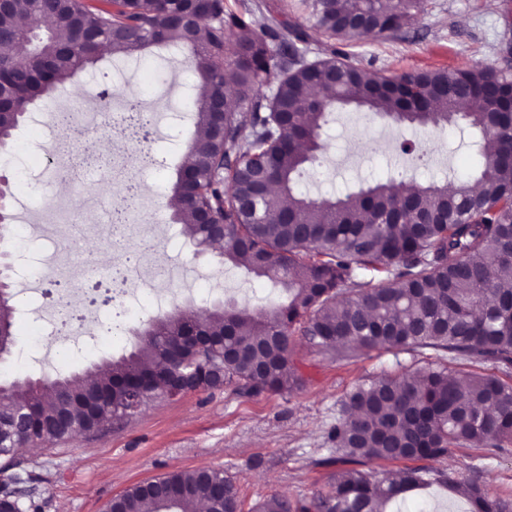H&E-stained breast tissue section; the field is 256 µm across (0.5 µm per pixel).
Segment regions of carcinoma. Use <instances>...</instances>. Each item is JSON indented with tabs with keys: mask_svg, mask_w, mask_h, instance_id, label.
I'll use <instances>...</instances> for the list:
<instances>
[{
	"mask_svg": "<svg viewBox=\"0 0 512 512\" xmlns=\"http://www.w3.org/2000/svg\"><path fill=\"white\" fill-rule=\"evenodd\" d=\"M8 0L0 9V47L29 38L42 14L51 31L19 58L0 52V144L9 145L19 120L39 99L98 61L97 48L132 56L150 47L189 51L193 75L186 108L195 135L184 146L172 184L175 223L196 251L210 249L203 213L226 228L220 262L242 266L281 285L288 297L269 309L217 303L201 316L192 309L152 319L137 348L106 359L83 376L15 381L0 388V458L36 440L62 443L90 433L130 407L131 393L165 399L180 375L211 364L222 373L212 389L234 384L248 395L279 394L302 384L291 357L294 333L318 350L349 359L360 349L444 351L476 365L512 368V76L492 67L422 69L385 75L331 49L309 61L298 44L308 35L280 20L257 27L258 0ZM424 0H313L311 19L329 40L395 38ZM204 17L203 37L189 38L177 15ZM234 79L224 99L223 133L215 130L212 99ZM270 85L273 94L261 88ZM325 91L311 98L312 89ZM464 125L480 135V170L472 182L416 186L400 212L386 184L342 198L313 200L295 193V179L321 149L320 131L337 105L386 114L408 113L423 127L453 124L459 102ZM275 190L262 188L263 179ZM384 284L371 285L366 275ZM14 300L0 304V332L14 339ZM188 328L208 337L200 350L166 346ZM334 463L434 460L480 443H512V384L475 374L462 383L445 366L408 377L384 376L346 396L327 431ZM115 496L106 512H187L200 496L211 512H239V490L228 477L211 484L200 470H176ZM439 485L462 495L470 512H512L478 483L458 484L443 471L408 468L401 480H378L349 469L300 512H386L405 492ZM0 499L14 512H39L34 489Z\"/></svg>",
	"mask_w": 512,
	"mask_h": 512,
	"instance_id": "obj_1",
	"label": "carcinoma"
}]
</instances>
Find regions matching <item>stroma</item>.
<instances>
[{
	"label": "stroma",
	"mask_w": 512,
	"mask_h": 512,
	"mask_svg": "<svg viewBox=\"0 0 512 512\" xmlns=\"http://www.w3.org/2000/svg\"><path fill=\"white\" fill-rule=\"evenodd\" d=\"M512 42V0H426L397 39L364 38L337 42L373 72L401 73L426 68H502L500 51ZM192 80L183 56L154 47L131 59L103 55L77 73L66 104L97 111V93L110 87L114 102L143 93L144 107L155 120L142 141L123 142L103 126L75 140L110 141L135 157L126 175L113 177L101 168L86 179L54 180L45 190L22 184L20 171L35 154H0V175L9 180L12 237L0 250L15 259L19 307L11 355L0 362V384L38 379L56 372L82 374L103 360L134 350L150 318L191 306L210 308L232 300L267 308L285 292L245 268L217 263L213 254H196L180 235L167 203L186 140L195 132L183 113L182 97ZM59 98L38 100L34 113L49 116ZM478 136L457 126L398 129L378 115L351 107L334 108L322 134L317 160L297 180V193L335 198L398 178L407 171L416 182L448 176H474L479 165ZM154 193H143L145 185ZM95 240L96 252L83 243ZM147 246L154 263L183 268V277L154 280L143 276L136 292L112 297L114 256ZM76 282L75 308L85 332L61 365L49 357L58 350L37 318L52 308L55 280ZM435 350L392 354L361 350L337 363L295 336L292 359L303 379L299 389L282 394L247 396L235 386L179 400L149 403L110 430L79 435L67 443L21 452V470L39 477L42 512H104L106 504L130 486L173 470L210 467L222 470L238 486L241 512H255L271 496L292 505L311 501L340 472L326 441L347 393L385 375H401L434 361ZM433 468L459 482L477 481L491 495L512 502V444L502 448L455 449L433 461ZM466 500L436 485L409 492L389 512H466Z\"/></svg>",
	"instance_id": "1"
}]
</instances>
